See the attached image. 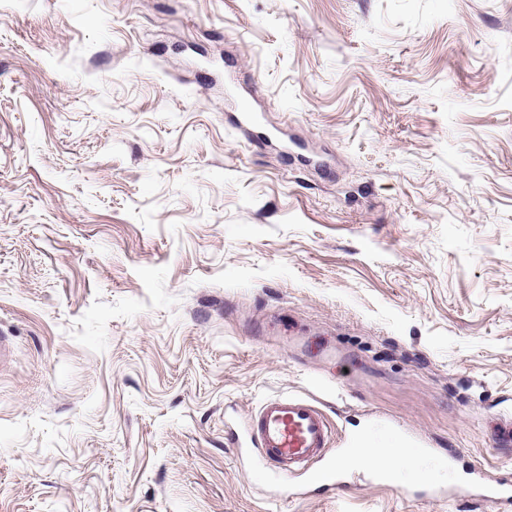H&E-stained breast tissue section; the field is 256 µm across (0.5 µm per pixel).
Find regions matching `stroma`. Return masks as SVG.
Wrapping results in <instances>:
<instances>
[{"mask_svg": "<svg viewBox=\"0 0 512 512\" xmlns=\"http://www.w3.org/2000/svg\"><path fill=\"white\" fill-rule=\"evenodd\" d=\"M0 332V512H512V0H0ZM241 446L261 448L256 472L265 480L301 479L319 465L324 483L339 488L341 466L329 457L331 431L323 409L301 397L265 398L241 436ZM345 463L352 466L370 468L374 471L386 472L390 480L396 477L397 469L400 466L398 460L388 463L378 456L371 455L367 447L352 448L351 452L345 458Z\"/></svg>", "mask_w": 512, "mask_h": 512, "instance_id": "1", "label": "stroma"}]
</instances>
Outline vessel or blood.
Returning a JSON list of instances; mask_svg holds the SVG:
<instances>
[{"mask_svg":"<svg viewBox=\"0 0 512 512\" xmlns=\"http://www.w3.org/2000/svg\"><path fill=\"white\" fill-rule=\"evenodd\" d=\"M242 444L260 449L263 479H300L317 470L324 483L342 486L341 467L329 457L331 431L323 409L301 397L265 398L245 428Z\"/></svg>","mask_w":512,"mask_h":512,"instance_id":"1","label":"vessel or blood"}]
</instances>
